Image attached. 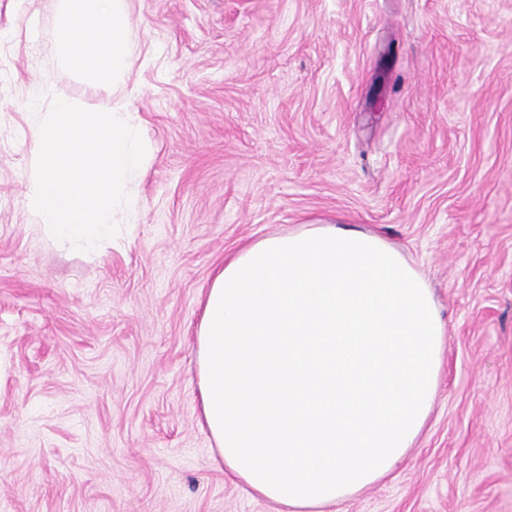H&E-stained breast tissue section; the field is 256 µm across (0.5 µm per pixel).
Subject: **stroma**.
Here are the masks:
<instances>
[{
  "label": "stroma",
  "instance_id": "35a3bbf8",
  "mask_svg": "<svg viewBox=\"0 0 512 512\" xmlns=\"http://www.w3.org/2000/svg\"><path fill=\"white\" fill-rule=\"evenodd\" d=\"M53 0H0V512H278L218 462L195 329L216 269L311 223L378 235L446 325L414 445L344 512H512V0H132L114 88L151 148L132 234L41 239L28 98Z\"/></svg>",
  "mask_w": 512,
  "mask_h": 512
}]
</instances>
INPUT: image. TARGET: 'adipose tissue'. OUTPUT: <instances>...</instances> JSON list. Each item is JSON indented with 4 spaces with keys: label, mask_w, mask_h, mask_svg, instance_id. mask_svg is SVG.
Segmentation results:
<instances>
[{
    "label": "adipose tissue",
    "mask_w": 512,
    "mask_h": 512,
    "mask_svg": "<svg viewBox=\"0 0 512 512\" xmlns=\"http://www.w3.org/2000/svg\"><path fill=\"white\" fill-rule=\"evenodd\" d=\"M131 0H56L66 65L95 89L132 65ZM446 327L379 236L333 224L251 243L208 288L195 347L225 469L283 512H342L391 474L437 391Z\"/></svg>",
    "instance_id": "ef3b65f1"
}]
</instances>
